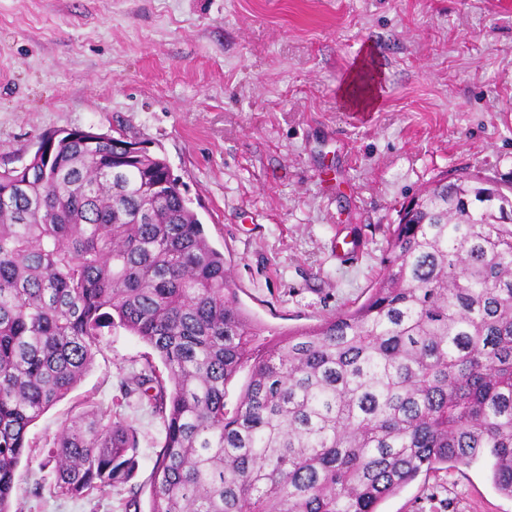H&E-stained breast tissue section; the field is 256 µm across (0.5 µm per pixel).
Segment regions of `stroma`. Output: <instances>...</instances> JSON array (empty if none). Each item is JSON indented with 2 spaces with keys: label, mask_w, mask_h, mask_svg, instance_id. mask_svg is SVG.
<instances>
[{
  "label": "stroma",
  "mask_w": 512,
  "mask_h": 512,
  "mask_svg": "<svg viewBox=\"0 0 512 512\" xmlns=\"http://www.w3.org/2000/svg\"><path fill=\"white\" fill-rule=\"evenodd\" d=\"M378 73L372 110L341 89ZM93 129L166 159L240 304L264 325L317 324L361 304L404 203L443 174L512 188V10L496 0H0V170L41 134ZM150 348L104 337L76 388L35 424L42 446L85 410L120 414L139 438L130 485L108 499L35 495L20 512H118L148 486L162 443L146 398L120 385ZM382 512H512L482 464L421 476Z\"/></svg>",
  "instance_id": "obj_1"
}]
</instances>
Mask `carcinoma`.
I'll use <instances>...</instances> for the list:
<instances>
[{
    "instance_id": "1",
    "label": "carcinoma",
    "mask_w": 512,
    "mask_h": 512,
    "mask_svg": "<svg viewBox=\"0 0 512 512\" xmlns=\"http://www.w3.org/2000/svg\"><path fill=\"white\" fill-rule=\"evenodd\" d=\"M414 200L362 304L269 334L164 159L44 134L0 171V512L29 427L118 327L152 349L122 381L164 433L148 512H380L476 462L512 497V199L462 174ZM41 456L50 493L102 497L132 479L137 431L87 410Z\"/></svg>"
}]
</instances>
